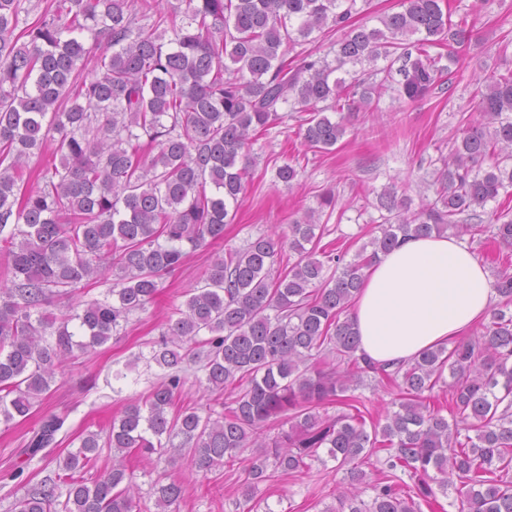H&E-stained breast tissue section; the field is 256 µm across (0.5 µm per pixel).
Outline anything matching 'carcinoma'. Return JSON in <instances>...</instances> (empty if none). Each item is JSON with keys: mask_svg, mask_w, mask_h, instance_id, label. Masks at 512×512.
Instances as JSON below:
<instances>
[{"mask_svg": "<svg viewBox=\"0 0 512 512\" xmlns=\"http://www.w3.org/2000/svg\"><path fill=\"white\" fill-rule=\"evenodd\" d=\"M165 2L161 9L158 0H52L21 28L24 0H0L5 424L29 415L62 359L107 343L130 314L153 303L161 276L188 250L224 240L252 179L253 145L283 122L285 105L307 113L304 143L329 151L347 120L325 112L368 107L385 90L421 100L458 63L454 53L430 49L470 40L443 0H401L381 29L352 22L357 0ZM323 31L340 34L330 43L331 60L303 48ZM380 59L388 64L376 70L377 82L337 76L350 75L347 65ZM472 110L480 119L438 173L434 201L413 211L408 198L384 188L377 203L389 217L352 259L320 246L328 233L323 208L334 202L328 193L282 233L216 257L203 285L172 304L153 343L161 382L59 461L63 502L48 477L17 497L13 512H143L128 456L155 453L173 462L187 451L196 468L210 471L250 448L247 502L272 474L301 473L327 457L344 471L346 487L322 512H421V503L450 488L457 512H512V261L497 258L506 263L495 275L499 302L479 334L407 363L385 368L360 358L349 313L364 270L401 240L453 230L487 232L491 243L512 246L508 211H493L487 225L477 212L512 188V71L490 77ZM45 151L57 162L33 169L31 159ZM297 177L288 162L275 171L288 187ZM287 250L294 261H284ZM109 279L106 299L61 317L47 310L52 296ZM188 359L203 360L206 390L234 395L224 412L203 416L186 407L168 416ZM446 372L445 408L433 391ZM369 374L398 388L384 421L371 424L354 395ZM333 401L335 414L319 412ZM281 415L289 428L265 436ZM65 422L64 414L44 416L28 459L54 445ZM105 447L112 467L89 484L79 473ZM380 451L382 477L366 501L359 464ZM186 490L181 475L155 483L154 512H179Z\"/></svg>", "mask_w": 512, "mask_h": 512, "instance_id": "carcinoma-1", "label": "carcinoma"}]
</instances>
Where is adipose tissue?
Listing matches in <instances>:
<instances>
[{
  "mask_svg": "<svg viewBox=\"0 0 512 512\" xmlns=\"http://www.w3.org/2000/svg\"><path fill=\"white\" fill-rule=\"evenodd\" d=\"M495 295L482 261L453 237H412L365 272L351 308L358 353L399 364L422 351L467 338Z\"/></svg>",
  "mask_w": 512,
  "mask_h": 512,
  "instance_id": "1",
  "label": "adipose tissue"
}]
</instances>
